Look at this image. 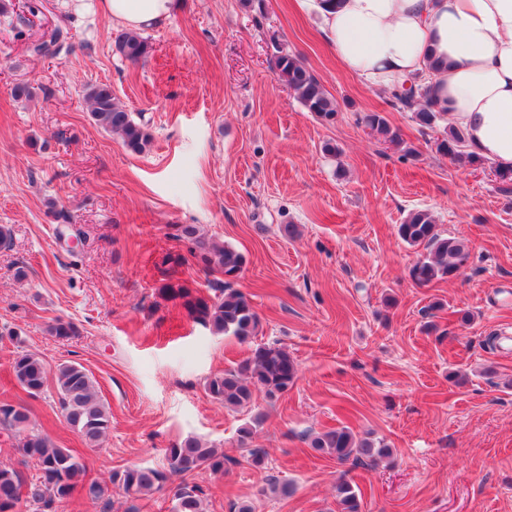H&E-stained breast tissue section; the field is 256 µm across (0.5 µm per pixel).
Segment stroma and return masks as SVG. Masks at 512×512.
<instances>
[{
    "label": "stroma",
    "mask_w": 512,
    "mask_h": 512,
    "mask_svg": "<svg viewBox=\"0 0 512 512\" xmlns=\"http://www.w3.org/2000/svg\"><path fill=\"white\" fill-rule=\"evenodd\" d=\"M175 2L138 64L116 52L111 20L77 14L79 0H11L0 15V225L12 230L11 248L0 249V396L16 391L17 349L51 369L81 363L112 415L104 447L87 448L65 427L51 388L33 403L35 428L99 478L122 465L163 468L165 448L190 436L212 442L237 463L200 476L207 512L243 503L336 512L340 467L305 436L340 426L393 450L389 465L352 473L363 512H512V193L491 164L473 170L438 153L442 127H421L390 93L342 70L291 0ZM58 27L69 51L32 56L31 43ZM278 47L337 101L334 122L277 81ZM21 81L31 100L15 97ZM102 83L147 123L143 153L92 121L86 93ZM368 112L382 113L419 157L373 135L361 121ZM328 142L338 156L323 152ZM54 209L69 223L57 224ZM417 210L469 244L457 277L426 287L410 278L419 251L397 226ZM176 224L245 255L236 286L261 317L258 339L281 341L299 363L276 403L256 396L247 415L207 393V380L252 345L212 334L159 296L171 278L205 284L171 236ZM177 255L182 264H172ZM57 319L77 335L50 336ZM252 414L261 421L254 445L267 452L259 467L237 442ZM273 477L289 495L270 492ZM109 501L105 511L78 495L63 512L172 507L166 491L144 503L115 489Z\"/></svg>",
    "instance_id": "obj_1"
}]
</instances>
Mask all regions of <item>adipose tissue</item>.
<instances>
[{"label": "adipose tissue", "mask_w": 512, "mask_h": 512, "mask_svg": "<svg viewBox=\"0 0 512 512\" xmlns=\"http://www.w3.org/2000/svg\"><path fill=\"white\" fill-rule=\"evenodd\" d=\"M341 67L371 88L424 87L469 151L512 173V0H295ZM141 32L165 26L173 0H92Z\"/></svg>", "instance_id": "ef3b65f1"}]
</instances>
